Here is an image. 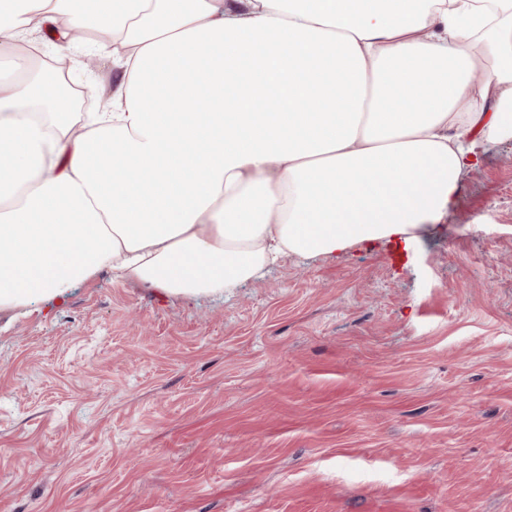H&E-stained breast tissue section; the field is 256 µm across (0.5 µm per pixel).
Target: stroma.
<instances>
[{"mask_svg": "<svg viewBox=\"0 0 512 512\" xmlns=\"http://www.w3.org/2000/svg\"><path fill=\"white\" fill-rule=\"evenodd\" d=\"M0 512H512V143L406 243L0 309Z\"/></svg>", "mask_w": 512, "mask_h": 512, "instance_id": "stroma-1", "label": "stroma"}]
</instances>
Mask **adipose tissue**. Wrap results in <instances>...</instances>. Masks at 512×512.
Instances as JSON below:
<instances>
[{
    "instance_id": "1",
    "label": "adipose tissue",
    "mask_w": 512,
    "mask_h": 512,
    "mask_svg": "<svg viewBox=\"0 0 512 512\" xmlns=\"http://www.w3.org/2000/svg\"><path fill=\"white\" fill-rule=\"evenodd\" d=\"M76 2L0 0V55L61 20L113 71L102 112L0 86V307L104 269L192 298L403 239L512 142V0Z\"/></svg>"
}]
</instances>
